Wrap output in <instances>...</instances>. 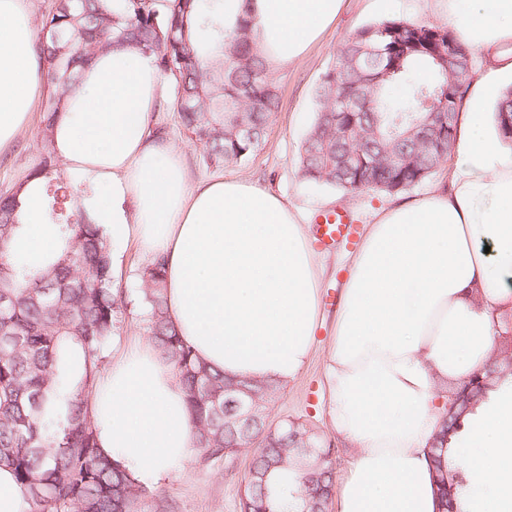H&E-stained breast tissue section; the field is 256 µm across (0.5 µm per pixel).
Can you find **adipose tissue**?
Masks as SVG:
<instances>
[{
    "instance_id": "ef3b65f1",
    "label": "adipose tissue",
    "mask_w": 512,
    "mask_h": 512,
    "mask_svg": "<svg viewBox=\"0 0 512 512\" xmlns=\"http://www.w3.org/2000/svg\"><path fill=\"white\" fill-rule=\"evenodd\" d=\"M344 0H224V24L253 19L269 71L300 62ZM448 24L481 65L459 114L448 185L381 209L356 253L329 367L331 419L353 447L336 512H435L426 453L443 423L441 387L485 368L499 314L512 309V144L485 100L512 75V0H447ZM33 0H0V152L31 120L44 91L34 53ZM49 130L77 209L113 245L135 240L165 256L167 315L196 357L229 379L286 384L305 365L318 318L317 260L305 218L247 180L191 181L184 148L156 138L151 119L167 79L128 46L97 52ZM13 249L39 267L56 246L39 180L19 194ZM98 446L160 481L200 452L185 392L152 342L129 346L89 399ZM487 490L476 512H512V388L492 393L455 437Z\"/></svg>"
}]
</instances>
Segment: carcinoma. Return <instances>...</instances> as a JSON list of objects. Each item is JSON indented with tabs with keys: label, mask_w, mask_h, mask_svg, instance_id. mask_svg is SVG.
Returning <instances> with one entry per match:
<instances>
[{
	"label": "carcinoma",
	"mask_w": 512,
	"mask_h": 512,
	"mask_svg": "<svg viewBox=\"0 0 512 512\" xmlns=\"http://www.w3.org/2000/svg\"><path fill=\"white\" fill-rule=\"evenodd\" d=\"M41 26L58 39L34 47L52 92L40 131L46 157L31 176L42 182L45 220L55 226L59 247L38 270L11 252L19 228L18 191L0 194V467L13 472L31 512H170L165 498L150 493L97 448L88 398L122 328L125 301L123 290L114 287L112 252L100 227L76 212V187L57 168L49 128L64 98L77 91L79 72L94 53L125 45L154 56L162 74L173 79L182 125L218 167L241 162L262 146L279 107L278 88L252 41L250 16L242 14L233 30H225L224 0H60ZM432 29L404 19L380 21L340 45L333 68L315 91L316 116L299 150L304 181L344 192L386 193L398 182L405 191L416 187L419 172L426 171L427 180L448 161L457 124L449 140L430 146L405 133L428 129L432 112L420 109L422 100L441 103L448 82L465 95L474 55L451 77L424 51L391 57L396 43L425 39ZM364 45L375 53L352 65ZM389 66L394 73L372 85ZM422 75L426 79L418 80ZM396 84L407 86L405 97L391 96ZM354 85L370 95L372 106L350 113L336 108V97ZM495 116L501 136L512 143L506 125L512 87L503 92ZM359 151L376 162L361 175L344 166L345 157ZM164 265L157 257L143 268L138 304L147 336L183 384L198 436V465L230 458L260 436L240 512H324L334 490L330 449L320 447L298 423H266L279 385L227 381L196 359L167 320ZM72 342L84 354L77 380L65 367ZM481 377L477 389H469L466 379L457 383L450 398L454 409L443 417L448 437L459 433L489 392L504 383L512 386L511 370H489ZM234 398L255 402L259 413L249 421L239 419L242 411ZM427 462L439 512H463L465 476L452 463L451 448L430 449Z\"/></svg>",
	"instance_id": "cac0c4a2"
}]
</instances>
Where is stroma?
I'll list each match as a JSON object with an SVG mask.
<instances>
[{"label": "stroma", "mask_w": 512, "mask_h": 512, "mask_svg": "<svg viewBox=\"0 0 512 512\" xmlns=\"http://www.w3.org/2000/svg\"><path fill=\"white\" fill-rule=\"evenodd\" d=\"M398 17L419 24L442 26L446 23L442 13L432 9L429 0H345L335 23L310 48L306 60L274 75L280 96L279 108L271 118L262 146L243 162L221 168L207 165L202 147L181 125L174 99L166 100L154 126L163 131L166 140L186 146L187 164L194 178L221 175L227 179H250L261 188L288 199L309 220L321 212L344 209L355 216L358 233L366 234L380 207L425 197L433 189L444 186L446 171H439L422 185L396 195L373 191L347 194L302 180L297 157L314 119L315 89L333 66L340 43L365 24ZM42 162L39 127L34 124L11 149L0 153V193L11 191ZM355 251V246L345 244L317 251L319 317L310 355L300 374L284 386L271 403L268 416L271 425L288 419L318 433L332 449V467L338 477L344 473L351 451L332 425L328 366L344 284ZM115 261L116 287L124 290L126 299H136L141 286L139 273L147 265V258L130 241L117 248ZM250 460L251 453L246 450L208 468L183 467L153 484L152 490L168 500L172 512H239Z\"/></svg>", "instance_id": "obj_1"}]
</instances>
